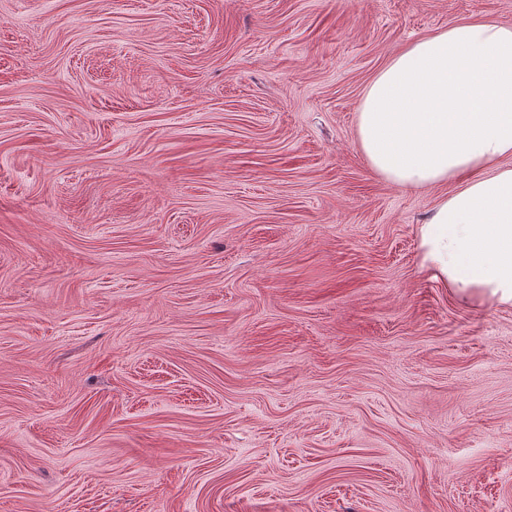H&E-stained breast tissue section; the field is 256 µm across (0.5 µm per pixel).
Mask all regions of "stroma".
<instances>
[{
  "label": "stroma",
  "mask_w": 512,
  "mask_h": 512,
  "mask_svg": "<svg viewBox=\"0 0 512 512\" xmlns=\"http://www.w3.org/2000/svg\"><path fill=\"white\" fill-rule=\"evenodd\" d=\"M512 0H0V512H512V306L421 266L369 82Z\"/></svg>",
  "instance_id": "stroma-1"
}]
</instances>
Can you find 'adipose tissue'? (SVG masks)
<instances>
[{"instance_id":"adipose-tissue-1","label":"adipose tissue","mask_w":512,"mask_h":512,"mask_svg":"<svg viewBox=\"0 0 512 512\" xmlns=\"http://www.w3.org/2000/svg\"><path fill=\"white\" fill-rule=\"evenodd\" d=\"M357 132L384 179L456 186L418 229L423 266L461 297L512 306V26L409 45L367 85Z\"/></svg>"}]
</instances>
